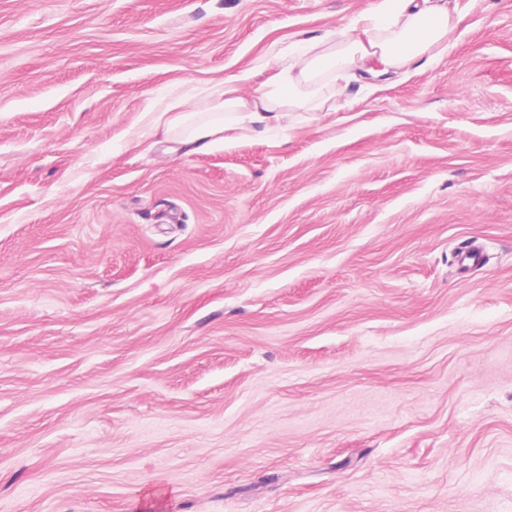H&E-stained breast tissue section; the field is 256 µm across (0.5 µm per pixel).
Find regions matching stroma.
<instances>
[{"mask_svg":"<svg viewBox=\"0 0 512 512\" xmlns=\"http://www.w3.org/2000/svg\"><path fill=\"white\" fill-rule=\"evenodd\" d=\"M372 2L0 0V512H512V0L321 120L142 137Z\"/></svg>","mask_w":512,"mask_h":512,"instance_id":"35a3bbf8","label":"stroma"}]
</instances>
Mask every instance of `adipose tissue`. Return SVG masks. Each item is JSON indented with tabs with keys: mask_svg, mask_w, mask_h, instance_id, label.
Returning a JSON list of instances; mask_svg holds the SVG:
<instances>
[{
	"mask_svg": "<svg viewBox=\"0 0 512 512\" xmlns=\"http://www.w3.org/2000/svg\"><path fill=\"white\" fill-rule=\"evenodd\" d=\"M460 21L457 0H377L334 35L301 41L288 63L253 96L216 83L194 112L183 111L180 97H172L154 110L148 133L190 154L228 131L250 135L278 129L302 112L320 119L352 84L372 86L433 60L447 50Z\"/></svg>",
	"mask_w": 512,
	"mask_h": 512,
	"instance_id": "ef3b65f1",
	"label": "adipose tissue"
}]
</instances>
